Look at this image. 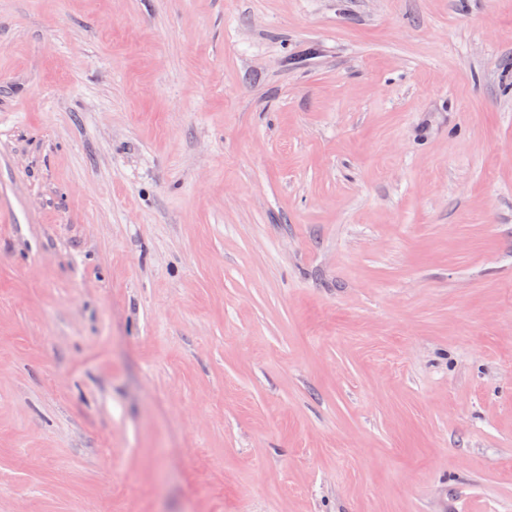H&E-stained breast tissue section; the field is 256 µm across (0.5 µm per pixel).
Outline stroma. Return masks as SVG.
Returning <instances> with one entry per match:
<instances>
[{"instance_id":"stroma-1","label":"stroma","mask_w":512,"mask_h":512,"mask_svg":"<svg viewBox=\"0 0 512 512\" xmlns=\"http://www.w3.org/2000/svg\"><path fill=\"white\" fill-rule=\"evenodd\" d=\"M0 512H512V0H0Z\"/></svg>"}]
</instances>
